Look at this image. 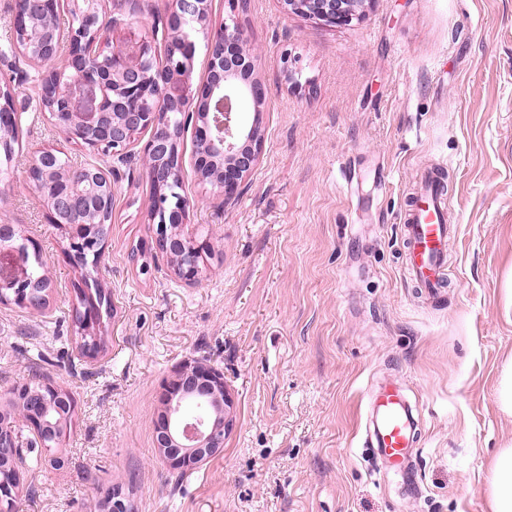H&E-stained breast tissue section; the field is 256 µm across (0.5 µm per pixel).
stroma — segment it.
<instances>
[{
    "instance_id": "stroma-1",
    "label": "stroma",
    "mask_w": 512,
    "mask_h": 512,
    "mask_svg": "<svg viewBox=\"0 0 512 512\" xmlns=\"http://www.w3.org/2000/svg\"><path fill=\"white\" fill-rule=\"evenodd\" d=\"M168 0H140L111 37L151 35ZM235 17L264 83L260 161L221 206L181 143L187 222L210 253L189 286L141 252L154 227L141 161L121 165L93 275L112 302L109 342L77 344L62 230L28 179L34 150L92 162L35 112L34 65L0 62L27 133L0 156V219L37 246L43 313L0 303V391L53 382L75 401L62 467L28 477L20 512H98L109 487L135 512H488L490 469L512 442L496 390L512 354V0H372L329 26L282 0H211ZM443 172L457 232L448 286L423 303L407 284L399 213L422 172ZM140 261H132L133 252ZM187 361L221 370L231 397L223 454L176 474L156 451L162 384ZM401 384L417 410L409 470L360 443L372 388Z\"/></svg>"
}]
</instances>
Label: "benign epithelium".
Wrapping results in <instances>:
<instances>
[{
  "instance_id": "benign-epithelium-1",
  "label": "benign epithelium",
  "mask_w": 512,
  "mask_h": 512,
  "mask_svg": "<svg viewBox=\"0 0 512 512\" xmlns=\"http://www.w3.org/2000/svg\"><path fill=\"white\" fill-rule=\"evenodd\" d=\"M60 0H13L14 41L10 57L41 66L38 107L64 138L93 155L125 160L131 156L135 134L150 132L140 158L158 188H169L162 202H150V220L155 224L150 250L174 260V274L188 285L200 282L207 245L185 233L183 221L191 199L182 193L183 154L181 139L168 132L169 113L197 115L196 160L198 179L217 189L223 205L234 203L246 177L260 159L263 131L242 121V113L260 108L265 93L256 71L255 57L246 52L237 23H224L208 45L209 72L206 83L194 85L192 73L196 30L210 27V0H171L167 41L173 52L157 63L152 42L146 38L121 45L110 42V32L119 18L104 10V0H68L69 12L78 17L68 36V53L58 58L51 19ZM371 0H283L291 12L327 25H348L364 16ZM20 122L10 86L0 85V148L13 153L11 129ZM29 179L46 203L50 223L66 231L64 252L84 270L73 310L81 339L101 343L105 332L100 305L88 291L85 258L93 255L96 268L104 255L109 229L95 218L112 214L116 171L90 163L77 172H61L56 156L48 149L32 154ZM13 224H0V251L14 256L11 272L0 270V302H12L40 311L50 283L33 280L26 251L15 246ZM66 390L57 384L31 386L19 383L6 394L8 405L34 399L27 409L16 408V417L36 437L46 460L63 455L50 452L48 441L55 426L45 420L48 409L61 413L59 423H68L63 413ZM231 404L224 388V374L211 366L185 363L166 382L155 429L157 448L169 468L187 472L199 468L224 451V439L213 434L199 416L181 413L185 400L209 403L211 395ZM17 436L12 426L0 424V459L12 458ZM104 512H133L129 498L117 491Z\"/></svg>"
}]
</instances>
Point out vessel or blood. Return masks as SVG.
<instances>
[{
    "instance_id": "obj_1",
    "label": "vessel or blood",
    "mask_w": 512,
    "mask_h": 512,
    "mask_svg": "<svg viewBox=\"0 0 512 512\" xmlns=\"http://www.w3.org/2000/svg\"><path fill=\"white\" fill-rule=\"evenodd\" d=\"M454 231L443 186L436 175H425L401 212L400 233L405 278L428 301L438 300L447 286L448 240ZM417 443L412 406L399 386L385 382L368 406L364 447L383 463L397 465Z\"/></svg>"
}]
</instances>
